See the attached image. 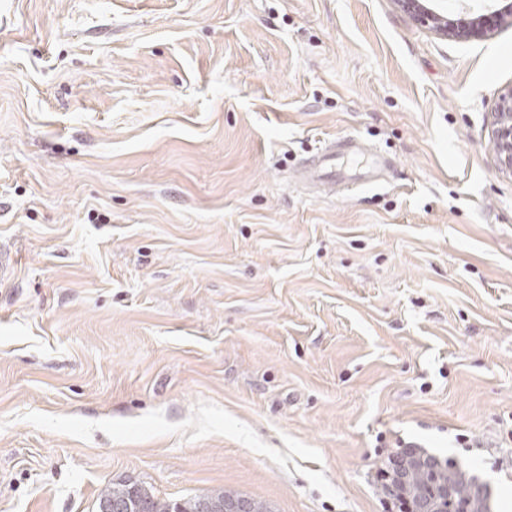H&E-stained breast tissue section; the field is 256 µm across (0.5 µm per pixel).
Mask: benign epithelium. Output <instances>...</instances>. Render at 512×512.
Instances as JSON below:
<instances>
[{"instance_id": "1", "label": "benign epithelium", "mask_w": 512, "mask_h": 512, "mask_svg": "<svg viewBox=\"0 0 512 512\" xmlns=\"http://www.w3.org/2000/svg\"><path fill=\"white\" fill-rule=\"evenodd\" d=\"M399 7L418 23L427 26L436 35L457 39L480 37L493 24L506 17L512 18V0L504 7L489 14L450 18L435 9L431 0H397ZM492 129L493 152L498 169L512 174V88L499 96L493 111L489 113Z\"/></svg>"}]
</instances>
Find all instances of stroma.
I'll return each mask as SVG.
<instances>
[{
	"label": "stroma",
	"mask_w": 512,
	"mask_h": 512,
	"mask_svg": "<svg viewBox=\"0 0 512 512\" xmlns=\"http://www.w3.org/2000/svg\"><path fill=\"white\" fill-rule=\"evenodd\" d=\"M512 19L394 0H0V512L132 480L397 512L398 447L512 512ZM353 137L391 169L324 192ZM436 1L397 0L399 7L411 15L418 23L427 26L436 35L457 39H470L483 36L493 24L505 17L512 18V1L504 7L488 14L469 17L470 14L450 18L444 12L437 11L433 5ZM493 152L498 169L512 174V88L499 96L489 113ZM363 153V149L353 139L330 142L321 153L306 161L303 172L323 184H334L336 180L332 176V169L336 167V161L344 156Z\"/></svg>",
	"instance_id": "obj_1"
}]
</instances>
